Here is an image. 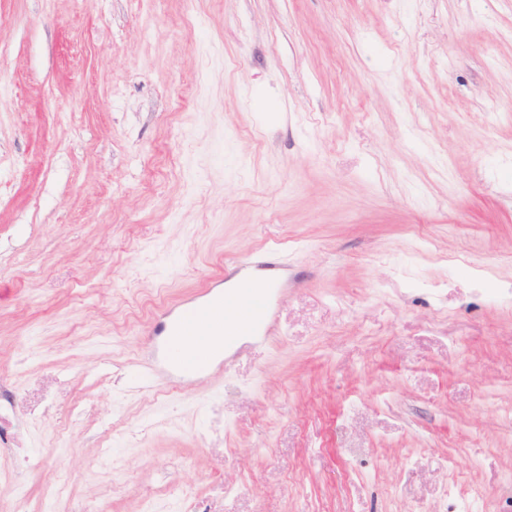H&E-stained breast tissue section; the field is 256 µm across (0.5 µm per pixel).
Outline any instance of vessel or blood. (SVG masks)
<instances>
[{"label": "vessel or blood", "instance_id": "obj_1", "mask_svg": "<svg viewBox=\"0 0 512 512\" xmlns=\"http://www.w3.org/2000/svg\"><path fill=\"white\" fill-rule=\"evenodd\" d=\"M277 271H270L268 286L251 280H239L234 288L207 291L194 304L165 324L161 348L162 367L180 375H200L223 362L224 349L242 335L266 333L271 320L270 283L276 282ZM233 316L232 327H225V316ZM212 326L216 339L209 344L193 346L192 338L200 323Z\"/></svg>", "mask_w": 512, "mask_h": 512}]
</instances>
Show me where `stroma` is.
Returning <instances> with one entry per match:
<instances>
[{
  "instance_id": "35a3bbf8",
  "label": "stroma",
  "mask_w": 512,
  "mask_h": 512,
  "mask_svg": "<svg viewBox=\"0 0 512 512\" xmlns=\"http://www.w3.org/2000/svg\"><path fill=\"white\" fill-rule=\"evenodd\" d=\"M274 255L212 374L147 338ZM512 512V0H0V504Z\"/></svg>"
}]
</instances>
